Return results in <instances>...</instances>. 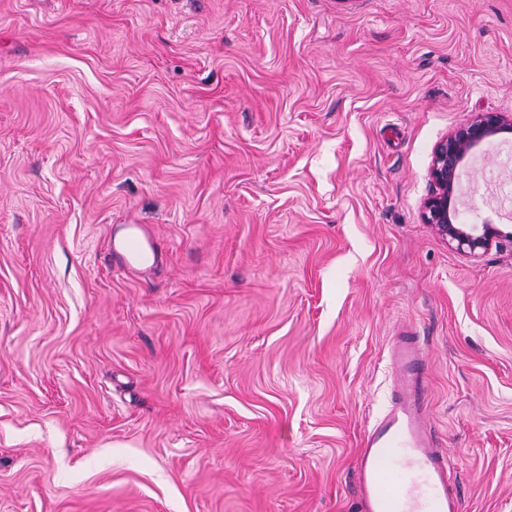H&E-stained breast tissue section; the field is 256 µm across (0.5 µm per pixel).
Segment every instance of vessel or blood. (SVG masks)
Wrapping results in <instances>:
<instances>
[{
    "label": "vessel or blood",
    "mask_w": 512,
    "mask_h": 512,
    "mask_svg": "<svg viewBox=\"0 0 512 512\" xmlns=\"http://www.w3.org/2000/svg\"><path fill=\"white\" fill-rule=\"evenodd\" d=\"M114 266L151 270L155 245L132 231L110 241ZM393 372L390 402L362 435L354 472L358 512H463L451 484L447 449L438 445L428 420L427 348L413 330L400 332L388 348Z\"/></svg>",
    "instance_id": "1"
}]
</instances>
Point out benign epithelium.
I'll return each instance as SVG.
<instances>
[{"instance_id":"1","label":"benign epithelium","mask_w":512,"mask_h":512,"mask_svg":"<svg viewBox=\"0 0 512 512\" xmlns=\"http://www.w3.org/2000/svg\"><path fill=\"white\" fill-rule=\"evenodd\" d=\"M502 134L512 135V116L480 112L441 138L432 152L431 191L421 205L422 221L457 250L471 255L489 251L504 238L512 240L511 231L505 232L495 224L457 222V192L467 158L485 141Z\"/></svg>"}]
</instances>
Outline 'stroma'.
<instances>
[{
    "mask_svg": "<svg viewBox=\"0 0 512 512\" xmlns=\"http://www.w3.org/2000/svg\"><path fill=\"white\" fill-rule=\"evenodd\" d=\"M479 112L512 0H0V512H356L401 323L464 512H512V241L421 219ZM458 208L512 226V141ZM114 266L124 270H151L158 262V250L154 242L145 245L137 231L110 240V254Z\"/></svg>",
    "mask_w": 512,
    "mask_h": 512,
    "instance_id": "35a3bbf8",
    "label": "stroma"
}]
</instances>
